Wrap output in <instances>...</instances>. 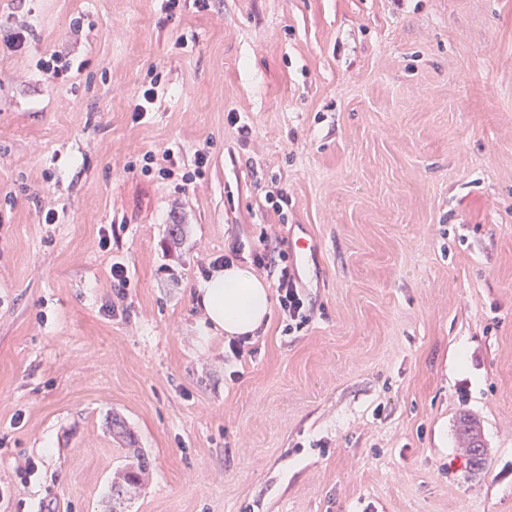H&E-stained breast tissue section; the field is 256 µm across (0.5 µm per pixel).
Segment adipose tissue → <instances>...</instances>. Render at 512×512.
Segmentation results:
<instances>
[{
    "instance_id": "ef3b65f1",
    "label": "adipose tissue",
    "mask_w": 512,
    "mask_h": 512,
    "mask_svg": "<svg viewBox=\"0 0 512 512\" xmlns=\"http://www.w3.org/2000/svg\"><path fill=\"white\" fill-rule=\"evenodd\" d=\"M206 335H254L271 312L269 285L250 265L233 262L213 270L197 285Z\"/></svg>"
}]
</instances>
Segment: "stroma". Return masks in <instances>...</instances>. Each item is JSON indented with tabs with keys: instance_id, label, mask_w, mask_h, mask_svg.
<instances>
[{
	"instance_id": "obj_1",
	"label": "stroma",
	"mask_w": 512,
	"mask_h": 512,
	"mask_svg": "<svg viewBox=\"0 0 512 512\" xmlns=\"http://www.w3.org/2000/svg\"><path fill=\"white\" fill-rule=\"evenodd\" d=\"M164 4L0 0V512H111L129 448L124 512H512V0ZM263 231L315 238L313 312L242 362L196 287ZM12 18V13L0 16V29L7 32V35L3 37V53L18 54L26 48L33 36V30L28 25H14ZM75 61L67 58L62 52L54 51L50 54L48 59H44L41 68L47 75L64 79L69 77L72 69L74 68ZM458 431L462 438L467 443L468 455H471L473 451L480 449L483 457V464L478 469H472L473 472L483 471L486 467L487 461V448H485L482 439L480 426L476 419L470 417L467 414H463L458 420ZM146 468L144 465L138 466L137 470L130 469L125 471L122 476L121 482H113L112 481V501L113 504H118L121 508V505L124 504V501L131 500V494H133L134 490L138 489L143 481L145 476ZM112 506L113 512H123L124 510H117L116 506Z\"/></svg>"
}]
</instances>
